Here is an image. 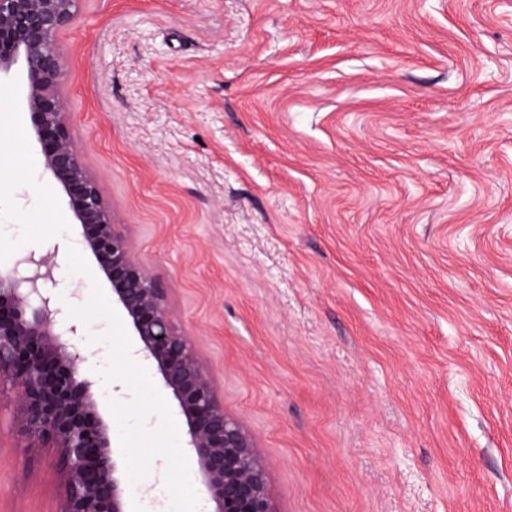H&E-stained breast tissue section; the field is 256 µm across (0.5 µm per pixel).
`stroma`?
<instances>
[{
	"mask_svg": "<svg viewBox=\"0 0 512 512\" xmlns=\"http://www.w3.org/2000/svg\"><path fill=\"white\" fill-rule=\"evenodd\" d=\"M59 40L76 144L277 512H512V0H83ZM0 89L6 266L82 237ZM17 412L0 512H62Z\"/></svg>",
	"mask_w": 512,
	"mask_h": 512,
	"instance_id": "stroma-1",
	"label": "stroma"
}]
</instances>
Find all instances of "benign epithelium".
I'll list each match as a JSON object with an SVG mask.
<instances>
[{
  "instance_id": "7a95c632",
  "label": "benign epithelium",
  "mask_w": 512,
  "mask_h": 512,
  "mask_svg": "<svg viewBox=\"0 0 512 512\" xmlns=\"http://www.w3.org/2000/svg\"><path fill=\"white\" fill-rule=\"evenodd\" d=\"M81 2L0 0V79L26 74L25 107L43 170L67 198L73 223L112 283V300L126 312L139 352L178 403L212 512H275L254 436L224 410L191 337L175 321L167 288L135 259L72 136L58 35ZM57 268V254L32 252L0 267V387L15 392L18 428L31 447L57 453L62 512H128L110 426L98 411V383L83 369L81 329L54 291Z\"/></svg>"
}]
</instances>
